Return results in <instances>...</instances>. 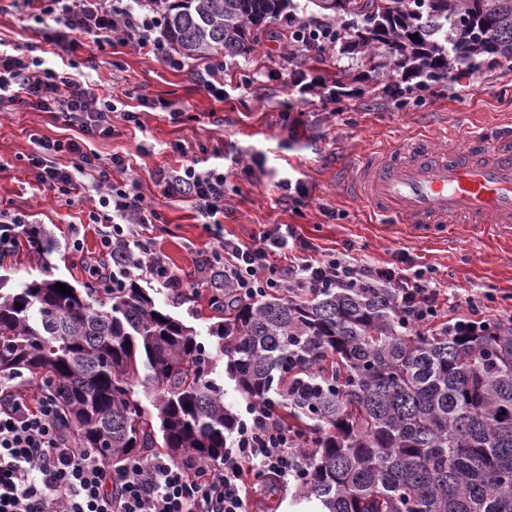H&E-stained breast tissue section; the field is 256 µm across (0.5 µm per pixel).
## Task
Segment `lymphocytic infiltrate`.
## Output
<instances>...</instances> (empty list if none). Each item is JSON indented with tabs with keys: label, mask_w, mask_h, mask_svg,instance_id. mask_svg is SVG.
I'll use <instances>...</instances> for the list:
<instances>
[{
	"label": "lymphocytic infiltrate",
	"mask_w": 512,
	"mask_h": 512,
	"mask_svg": "<svg viewBox=\"0 0 512 512\" xmlns=\"http://www.w3.org/2000/svg\"><path fill=\"white\" fill-rule=\"evenodd\" d=\"M11 2L42 23L46 48L44 55L25 58L0 42V112L30 108L78 123L81 139L38 140L30 165L38 183L59 198L77 191L79 175L89 171L103 184L98 207L89 214L100 227L101 262L90 267L91 277L110 290L136 277L181 289V277L140 232L159 221V214L134 185L110 178L111 172H127V158L115 153L104 160L87 150L91 140L111 136L110 117L118 106L84 79L75 60L82 48L78 37L88 34L131 46L171 70L183 69L184 59L166 38L162 13L149 0ZM73 157L80 161L75 171L67 165ZM158 183L165 196L188 199L210 223H219L227 207L223 165L193 161L163 169ZM41 246L27 213L0 221V261ZM197 273L202 286L228 282L237 304L273 289L310 297L354 285L389 289L406 328L428 329L441 315L440 290L423 273L319 251L290 224L251 243L220 241ZM59 415L57 397L47 386L31 396L13 386L0 388V512H248L246 471L284 484L300 473V436L288 427L276 398L247 404L217 464L151 454L116 465L100 449L84 447Z\"/></svg>",
	"instance_id": "lymphocytic-infiltrate-1"
}]
</instances>
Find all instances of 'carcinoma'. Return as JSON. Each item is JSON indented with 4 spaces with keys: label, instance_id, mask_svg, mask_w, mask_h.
I'll return each instance as SVG.
<instances>
[{
    "label": "carcinoma",
    "instance_id": "carcinoma-1",
    "mask_svg": "<svg viewBox=\"0 0 512 512\" xmlns=\"http://www.w3.org/2000/svg\"><path fill=\"white\" fill-rule=\"evenodd\" d=\"M155 0L181 55L252 54L261 25L309 12L341 27V51L417 90L482 67L512 70V0ZM418 34L413 39L411 35ZM0 275V373L58 396L87 448L112 461L163 448L217 463L237 414L195 331L131 281L110 297L66 280L8 288ZM65 284L72 295L54 289ZM207 306L238 391L275 393L309 429L299 496L321 512H512V318L452 333L404 328L385 288L274 291L232 311ZM151 388V406L136 387Z\"/></svg>",
    "mask_w": 512,
    "mask_h": 512
}]
</instances>
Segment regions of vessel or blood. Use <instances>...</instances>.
I'll return each mask as SVG.
<instances>
[{"label": "vessel or blood", "instance_id": "b4317fda", "mask_svg": "<svg viewBox=\"0 0 512 512\" xmlns=\"http://www.w3.org/2000/svg\"><path fill=\"white\" fill-rule=\"evenodd\" d=\"M350 170L336 183L344 197L417 234L488 224L512 236V129L475 132L451 148L417 135L363 154Z\"/></svg>", "mask_w": 512, "mask_h": 512}]
</instances>
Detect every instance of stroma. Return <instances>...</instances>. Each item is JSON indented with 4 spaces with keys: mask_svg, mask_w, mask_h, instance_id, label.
<instances>
[{
    "mask_svg": "<svg viewBox=\"0 0 512 512\" xmlns=\"http://www.w3.org/2000/svg\"><path fill=\"white\" fill-rule=\"evenodd\" d=\"M283 31V25H268L254 53L237 58L240 71L254 74V84L247 92H230L221 102L198 82L207 60L188 59L185 68L175 72L130 46H100L91 36L81 38L83 54L92 60L86 70L89 80L104 93L126 91L128 110L141 115L135 125L113 114L112 137L94 140L90 147L104 158L115 152L127 157L137 191L162 216L143 233L153 238L185 288L195 285L197 260L217 248L222 237L250 243L277 225L291 224L320 251L346 249L360 263L391 267L395 251L406 249L408 266L422 270L456 301L457 314H466L462 300L472 297L486 306L489 319L512 317V242L495 229L453 224L447 237H420L407 226L372 217L336 191L337 160L447 125L452 128L448 141L455 144L474 129L511 123L512 71L486 68L462 83L425 93L420 104L402 107L391 90L407 87V80L391 79L386 92L380 79L359 64L354 66L358 79L347 86L346 96L322 105L320 89L303 93L296 87L299 68L288 62ZM0 41L26 57L39 55L44 45L38 24L23 20L9 0H0ZM303 95L310 104L300 123L286 125L283 113ZM145 99L174 103L188 118L175 124L164 109L142 110ZM76 134V126L59 116L32 109L0 113V213L28 212L35 228L47 231L55 243L42 259L24 251L1 264L13 283L59 278L79 288L91 280L86 261L97 256L99 247L98 228L88 217L94 181L83 178V190L65 201L44 191L28 165L37 150L36 139ZM176 143L185 145L186 155L173 153ZM206 150L221 151L236 161L228 176L236 192L219 227L205 223L190 203L164 196L158 184V170L180 166L184 158L201 157ZM294 171L301 173L306 188L297 205L286 202L278 187L279 180ZM76 230L84 243L79 255L65 246ZM151 295L161 310L193 327L197 342L215 357L212 376L224 387L226 406L244 413L247 401L229 378L227 359L209 334L205 298L190 299L157 284ZM249 508L317 512L318 506L298 500L294 487H281L271 495L254 482Z\"/></svg>",
    "mask_w": 512,
    "mask_h": 512,
    "instance_id": "35a3bbf8",
    "label": "stroma"
}]
</instances>
